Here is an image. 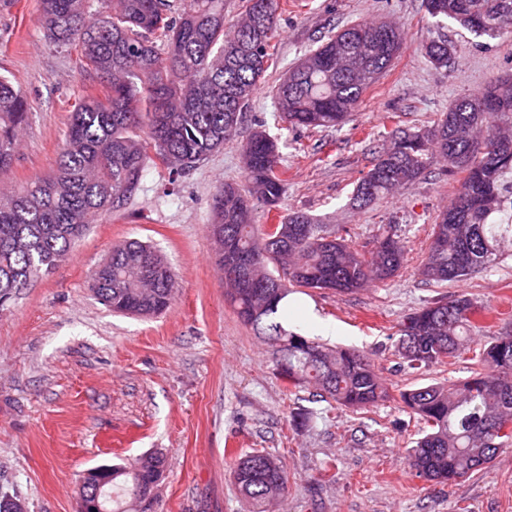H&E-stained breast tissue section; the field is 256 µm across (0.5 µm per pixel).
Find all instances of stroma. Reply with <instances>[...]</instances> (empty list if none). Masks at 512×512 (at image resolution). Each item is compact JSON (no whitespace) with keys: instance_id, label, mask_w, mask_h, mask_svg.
<instances>
[{"instance_id":"35a3bbf8","label":"stroma","mask_w":512,"mask_h":512,"mask_svg":"<svg viewBox=\"0 0 512 512\" xmlns=\"http://www.w3.org/2000/svg\"><path fill=\"white\" fill-rule=\"evenodd\" d=\"M39 9V0L0 4V76L28 102L6 172L13 188L55 168L75 106L104 96L77 47L49 42ZM364 20L403 25V50L347 123L287 127L274 86L310 49ZM432 37L447 40L449 69L420 52ZM275 51L243 129L277 139L286 191L276 208L255 204L253 217L274 224L301 212L362 251L386 234L404 244L407 260L389 280L353 294L299 288L291 296L329 325L318 342L367 357L386 399L329 409L313 386L286 390L272 347L231 306L209 226L217 189L246 182L240 141L225 142L174 182L151 163L126 209L97 218L65 262L0 313V492L19 497L27 512H75L83 472L155 450L167 460L158 512H254L236 490L232 448L282 458L283 512H512V448L450 486L414 476L408 450L422 424L402 393L462 383L475 365L465 355L415 372L397 352L405 316L460 293L493 309L473 330L472 349L512 329V256L458 282L420 276L434 221L458 189L447 160L368 206L352 200L392 129H428L490 79L512 77V36L478 37L453 21L435 22L423 0H288ZM130 240L158 250L175 275V297L161 315L113 313L91 290L113 246Z\"/></svg>"}]
</instances>
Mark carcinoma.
<instances>
[{"instance_id":"cac0c4a2","label":"carcinoma","mask_w":512,"mask_h":512,"mask_svg":"<svg viewBox=\"0 0 512 512\" xmlns=\"http://www.w3.org/2000/svg\"><path fill=\"white\" fill-rule=\"evenodd\" d=\"M245 18L224 35V0H40V22L57 46L76 43L88 75L109 87L70 118L55 171L0 194V311L70 256L95 217L119 212L136 194L150 156L169 177L192 169L243 133V115L269 68L285 0H245ZM432 18L450 19L478 37L512 34V0H425ZM166 52H159L157 42ZM404 47L402 26L361 22L336 32L274 87L277 109L293 128L345 123L364 92ZM431 63L448 68L451 48L437 38L421 45ZM27 102L0 77V172L11 168ZM512 78H500L455 102L431 129L392 131L353 193L362 205L411 184L436 158L461 175L453 204L434 223L420 275L437 283L461 281L506 258L512 245ZM247 184L219 187L211 236L219 265L240 257L251 274L270 283L259 290L229 285L237 315L279 344L278 375L294 388L312 384L324 401L362 409L386 397L379 377L359 353L329 348L288 333L294 288L354 293L392 278L405 250L392 236L366 253L341 237L327 240L321 225L293 213L266 228L253 222V202L274 207L285 188L277 142L262 130L242 140ZM276 273L267 271L268 265ZM97 299L112 312L150 317L166 311L176 280L164 257L139 241L115 245L94 279ZM492 309L466 294L434 301L401 323L398 353L414 371L459 356L469 331ZM426 430L408 450L415 475L452 483L487 470L512 447V333L477 355V369L453 386L422 385L401 394ZM140 467L112 466V512H155L157 499L138 498L137 486L163 476L159 452ZM233 479L257 504L288 491L281 458L254 450L238 456Z\"/></svg>"}]
</instances>
